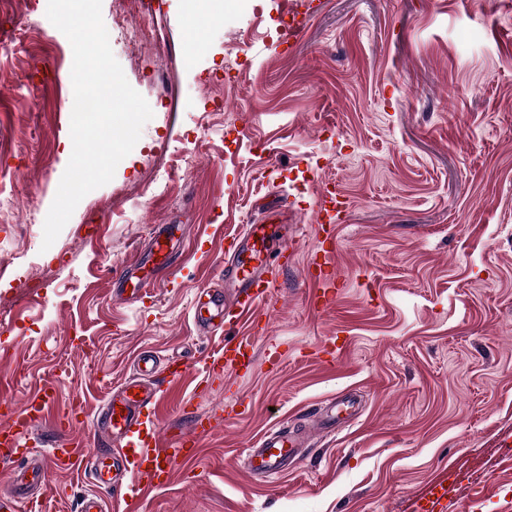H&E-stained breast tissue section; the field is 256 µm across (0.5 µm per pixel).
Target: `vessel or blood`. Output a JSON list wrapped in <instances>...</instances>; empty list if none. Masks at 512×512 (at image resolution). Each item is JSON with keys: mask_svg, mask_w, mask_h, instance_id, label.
Masks as SVG:
<instances>
[{"mask_svg": "<svg viewBox=\"0 0 512 512\" xmlns=\"http://www.w3.org/2000/svg\"><path fill=\"white\" fill-rule=\"evenodd\" d=\"M319 7L318 0H289L288 13L292 27L289 39H297L308 16ZM318 220L322 225V247L312 259L314 269L307 274L311 289L309 300L314 308L327 307L335 298V279L329 266L334 254L333 227L345 222L349 202L332 184L325 185L320 194ZM178 228L164 224L157 228L150 249L152 266L139 277L131 294L135 299L146 297L157 279L169 272L180 246ZM241 245L235 246L236 260L226 267L224 276L235 288L233 301H226L221 291L205 288L194 304L196 325L216 331L226 325L238 324L240 319L271 302L272 281L260 272L258 259L269 251L274 259L284 258L288 251L279 242V230L274 224H249L240 235ZM253 345L248 337L225 338L223 345L206 357L210 373L237 371L253 362ZM186 371L185 365L160 362L152 354L138 355L132 372L104 397L93 416V437L103 443L96 452H88L75 443L72 424L64 422L55 409L51 389L43 388L28 397L23 407L11 410L6 425L0 427V461L12 464L10 496L0 499V512H24L23 494L31 488H47L53 473L68 470L87 476L97 487V494L80 498L78 512H140L143 498L151 491L165 487L171 479L174 464L198 459L197 443L212 427L210 417L195 418L188 433L178 437H163L144 430L146 417H159L166 400L160 392L161 383L175 384ZM137 446L135 458L125 450ZM296 456V441L287 429L264 435L250 456L251 472L268 479L276 478L289 459ZM24 466H17L15 458ZM131 470L137 484L135 494L104 503L99 492L119 486V475ZM452 500L443 482H436L420 497L414 512H448Z\"/></svg>", "mask_w": 512, "mask_h": 512, "instance_id": "obj_1", "label": "vessel or blood"}]
</instances>
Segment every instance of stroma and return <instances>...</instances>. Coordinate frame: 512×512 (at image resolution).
Instances as JSON below:
<instances>
[{"label": "stroma", "instance_id": "stroma-1", "mask_svg": "<svg viewBox=\"0 0 512 512\" xmlns=\"http://www.w3.org/2000/svg\"><path fill=\"white\" fill-rule=\"evenodd\" d=\"M283 0H206L215 22L191 43L184 0H102L112 51L153 117L113 179L87 194L50 248L43 228L72 153V47L27 0H0V175L25 209L0 218V374L22 406L53 385L70 413L95 412L133 354L188 360L163 428L221 411L198 461L175 466L142 512H411L455 473L457 512H512V0H321L295 48ZM30 16L33 36L10 46ZM157 43L132 52L123 16ZM243 59L227 106L205 111L203 78ZM348 198L336 225L333 303L309 308L304 272L321 246L317 199ZM97 236H90V225ZM161 224L189 228L173 276L151 299L119 291ZM247 224L287 227L275 304L254 362L204 383L221 338L192 319L227 240ZM335 401L341 428H317ZM288 424L305 440L275 484L248 453ZM40 512H76L94 486L52 477Z\"/></svg>", "mask_w": 512, "mask_h": 512}]
</instances>
